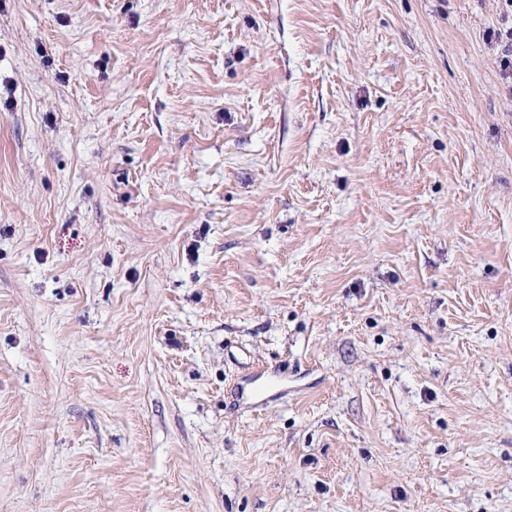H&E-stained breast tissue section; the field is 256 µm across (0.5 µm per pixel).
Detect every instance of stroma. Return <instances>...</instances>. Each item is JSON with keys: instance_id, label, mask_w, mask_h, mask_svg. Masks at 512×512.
Wrapping results in <instances>:
<instances>
[{"instance_id": "35a3bbf8", "label": "stroma", "mask_w": 512, "mask_h": 512, "mask_svg": "<svg viewBox=\"0 0 512 512\" xmlns=\"http://www.w3.org/2000/svg\"><path fill=\"white\" fill-rule=\"evenodd\" d=\"M512 0H0V512H512Z\"/></svg>"}]
</instances>
